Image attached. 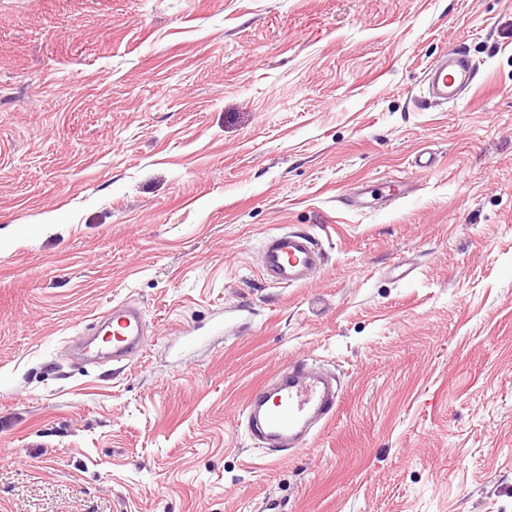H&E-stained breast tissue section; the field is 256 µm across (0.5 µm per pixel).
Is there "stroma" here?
<instances>
[{"instance_id": "stroma-1", "label": "stroma", "mask_w": 512, "mask_h": 512, "mask_svg": "<svg viewBox=\"0 0 512 512\" xmlns=\"http://www.w3.org/2000/svg\"><path fill=\"white\" fill-rule=\"evenodd\" d=\"M374 180L414 190L349 209ZM284 226L308 284L261 273ZM122 301L143 355L73 360ZM298 358L341 402L282 453L244 404ZM269 502L512 512V0H0V512ZM473 72V64L464 53L457 49H449L427 70V93L440 102L457 101L461 92L473 85ZM324 265V256L314 237L303 231L270 235L261 251L264 275L282 287L308 283Z\"/></svg>"}]
</instances>
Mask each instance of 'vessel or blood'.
<instances>
[{
	"mask_svg": "<svg viewBox=\"0 0 512 512\" xmlns=\"http://www.w3.org/2000/svg\"><path fill=\"white\" fill-rule=\"evenodd\" d=\"M474 67L466 55L451 49L426 72L428 95L440 102L458 100L462 91L474 83ZM404 184H388L386 190L363 189L350 199L358 210L374 209L383 199L406 197ZM324 256L314 237L303 231H283L270 235L261 251L264 275L283 287L298 286L312 280L322 268ZM102 332L112 336V357L128 360L141 352L147 336L141 309L131 303L115 305L104 318ZM339 404L335 384L325 371L308 360L294 361L249 395L245 413L271 448L299 446L313 424L331 419Z\"/></svg>",
	"mask_w": 512,
	"mask_h": 512,
	"instance_id": "1",
	"label": "vessel or blood"
}]
</instances>
